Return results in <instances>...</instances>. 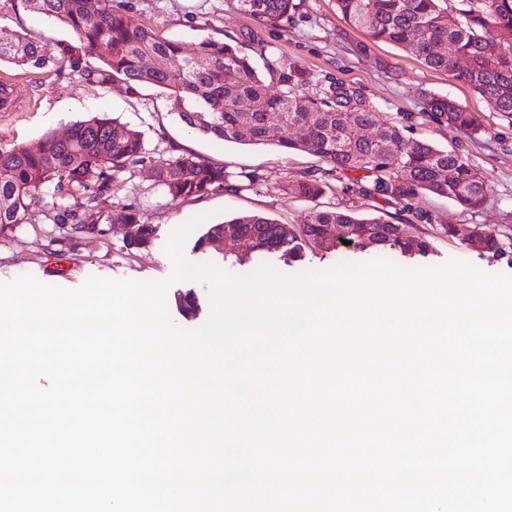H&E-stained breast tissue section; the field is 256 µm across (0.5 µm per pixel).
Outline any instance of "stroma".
<instances>
[{"label":"stroma","instance_id":"stroma-1","mask_svg":"<svg viewBox=\"0 0 512 512\" xmlns=\"http://www.w3.org/2000/svg\"><path fill=\"white\" fill-rule=\"evenodd\" d=\"M138 23L152 27L164 38L192 49L204 37L252 48L263 45L273 70L264 74L269 92L283 91V68L300 70L307 78L301 94L315 96L331 81L360 87L379 120L395 121L408 128L410 136L430 140L458 152L489 179L490 191L484 206L474 213L462 211L448 199L425 196L419 201L431 223L421 229L433 236V252L425 266L434 267L450 259L471 263L491 274L512 275V255L497 259L480 254L457 239L437 235L440 224H480L501 238L512 237V119L502 116L469 87L448 77L446 72L427 67L419 57L395 45L374 42L348 25L338 13L335 0H297L291 18L265 23L254 19L239 0H114ZM0 28L27 33L54 50L73 43L65 27L36 15L23 4L0 0ZM14 78L22 106L16 112H0V148L23 146L36 151L46 134H65L78 121L108 113L118 122L144 133L152 158L192 153L225 171L263 174L261 184L231 194L216 191L200 199L174 202L155 184L147 163L121 173V183L102 205L105 235H71L55 229L51 222V196L32 206L25 223L0 228V282L30 274L40 282L65 289L79 288L87 278L155 281L168 277L172 263L165 252L171 233L191 218L208 213L219 223L233 217L260 213L282 224L306 223L313 207L349 209L373 213L371 200L332 181L331 189L317 202L285 190L286 180L323 168L318 158L278 147L280 134L270 130L268 142L258 146L218 143L186 127L172 107L168 91L152 85L116 83L104 87L74 77L46 72L38 75L0 65V76ZM450 96L471 111L480 113L484 129L472 135L428 118L423 109V92ZM140 209L156 230L147 247L127 244L122 226L127 205ZM372 252L343 245L335 251L307 255L302 265H278L281 274L293 276L306 271H325L337 263L375 260ZM194 292L200 303L196 317H185L179 306L181 294ZM167 310L181 328L201 327L212 313L210 286L186 280L172 284L166 294Z\"/></svg>","mask_w":512,"mask_h":512}]
</instances>
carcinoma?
<instances>
[{
  "label": "carcinoma",
  "instance_id": "carcinoma-1",
  "mask_svg": "<svg viewBox=\"0 0 512 512\" xmlns=\"http://www.w3.org/2000/svg\"><path fill=\"white\" fill-rule=\"evenodd\" d=\"M26 7L67 27L78 45H64L52 54L17 31L0 29V63L21 70H48L56 75L98 84L148 83L170 91L172 105L189 128L222 144L262 145L270 127L282 132L279 147L319 157L327 164L322 174L286 181L285 188L306 199L330 189L329 177L346 182L352 193L385 205L406 207L421 194L445 197L464 211L484 205L490 185L484 173L454 151L429 140L411 138L395 122L381 123L361 89L344 83L328 86L325 96L312 99L293 93L301 73H282L288 91L271 95L253 59L238 45L214 39L198 42L189 54L180 43L162 38L137 24L112 0H99L91 11L88 0H24ZM245 12L260 21H281L296 9L294 0H240ZM343 19L362 29L375 42L415 53L434 70L470 87L498 112L512 117V44L500 39L512 30V0H461L448 19V0H336ZM443 43L448 51L434 52ZM106 55L100 67L87 58L100 48ZM426 115L476 135L482 116L458 101L432 92L423 95ZM21 108L14 85L0 79V112ZM302 128L298 140L290 131ZM149 162L143 132L106 116L73 125L64 138L46 137L36 153L22 146L0 149V166L11 171L0 181V227L26 223L31 206L52 191L54 223L75 233L101 221L100 203L112 196L118 175ZM156 182L173 201L202 198L216 189L247 190L264 180L261 174L233 176L193 154L158 159ZM355 177H349V174ZM82 201L70 202L76 194ZM125 222L134 225L127 236L142 247L155 234L139 209L128 205ZM341 224L359 250L407 258L426 257L433 245L409 221L393 223L382 216H359L352 211L313 209L306 224H279L262 214L237 216L210 225L194 250L208 253L221 235L239 241V252L223 256L232 266L249 267L255 260L279 255L288 262L304 260L306 252L333 250L325 245L328 228ZM481 250L491 258L504 255L506 242L478 227Z\"/></svg>",
  "mask_w": 512,
  "mask_h": 512
}]
</instances>
